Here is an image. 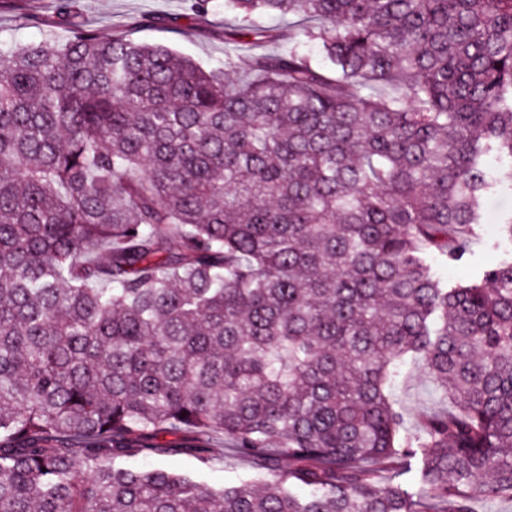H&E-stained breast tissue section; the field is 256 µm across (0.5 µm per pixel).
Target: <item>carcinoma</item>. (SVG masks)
I'll use <instances>...</instances> for the list:
<instances>
[{
    "mask_svg": "<svg viewBox=\"0 0 512 512\" xmlns=\"http://www.w3.org/2000/svg\"><path fill=\"white\" fill-rule=\"evenodd\" d=\"M204 66L60 6L0 46V512L512 499V0H224ZM288 39V49L266 48ZM317 46L316 63L307 44ZM418 362L448 399L417 434ZM164 436L261 478L124 462ZM420 458L424 499L395 483ZM485 244L473 256L454 264L443 263L440 259H434L432 267L435 274L448 281V286L457 282H463L470 276L497 265L502 257L506 244L498 245L494 224L482 225ZM395 390V396L403 407L405 427L414 430L422 415L448 408L441 392L429 378L417 368H405Z\"/></svg>",
    "mask_w": 512,
    "mask_h": 512,
    "instance_id": "carcinoma-1",
    "label": "carcinoma"
}]
</instances>
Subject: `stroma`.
<instances>
[{
	"instance_id": "35a3bbf8",
	"label": "stroma",
	"mask_w": 512,
	"mask_h": 512,
	"mask_svg": "<svg viewBox=\"0 0 512 512\" xmlns=\"http://www.w3.org/2000/svg\"><path fill=\"white\" fill-rule=\"evenodd\" d=\"M59 0H0V40L23 45L67 34L58 18ZM84 21L103 35L128 32L134 39L167 45L204 64L223 59L233 33L224 22V0H211L206 17L190 15L185 0H76ZM485 244L473 256L454 264L433 260L435 274L454 284L497 265L504 249L493 225L483 227ZM408 429H416L422 415L445 409L441 392L419 369L407 368L395 390ZM147 464L175 474L199 472L201 480L220 487L243 477L248 466L232 454L212 460L197 471L194 459L180 452L150 456Z\"/></svg>"
}]
</instances>
